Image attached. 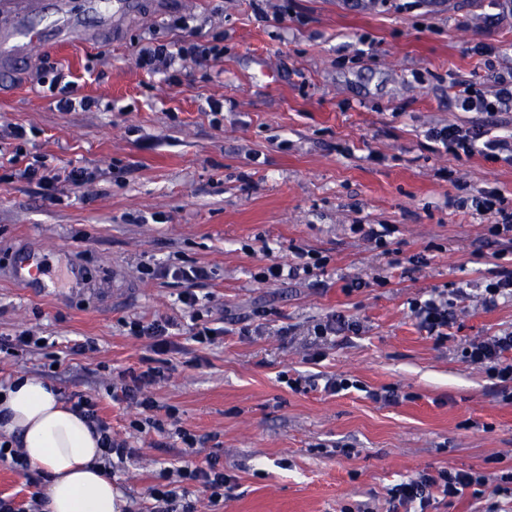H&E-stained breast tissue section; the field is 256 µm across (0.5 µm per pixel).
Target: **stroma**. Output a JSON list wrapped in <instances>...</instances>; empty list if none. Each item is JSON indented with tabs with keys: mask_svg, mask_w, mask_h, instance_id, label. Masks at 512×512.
Here are the masks:
<instances>
[{
	"mask_svg": "<svg viewBox=\"0 0 512 512\" xmlns=\"http://www.w3.org/2000/svg\"><path fill=\"white\" fill-rule=\"evenodd\" d=\"M65 2L79 26L46 9L31 19L42 47L0 62V144L9 127L38 129L28 152L96 177L62 204L33 182L0 184V335L30 329L98 350L60 352L54 373L48 351L0 353V379L35 376L65 400L95 395L114 436L138 451L112 476L128 498H143L183 451L167 434L129 429L137 409L107 394L117 372L158 359L165 377L152 394L232 478L222 512H391L388 487L422 472L512 468V404L462 357L469 342L512 331V299L488 308L480 298L512 253L455 204L485 185L512 201V163L458 160L426 136L449 123L512 129L511 104L465 112L452 91L490 98L512 73V0H131L115 23L88 0ZM178 17L193 26L174 27ZM150 35L222 38L224 60L187 62L168 82L136 65ZM58 69L98 107L60 111L40 84ZM210 98L224 103L217 127ZM355 224L391 225L392 247L425 266L390 274ZM295 246L327 257L317 279H253L260 259L293 262ZM24 256L58 272L77 265L84 280L16 279ZM185 261L210 278L190 287L140 273ZM378 275L389 283L373 284ZM348 277L366 288L344 292ZM189 287L224 330L213 345L182 334L161 355L128 334L129 318L181 317ZM435 289L454 313L443 343L409 309ZM334 314L360 333L314 341L309 329ZM300 374L308 391L285 382ZM339 376L360 389L326 392ZM384 387L398 403L368 398ZM428 512H512V491L492 501L467 488Z\"/></svg>",
	"mask_w": 512,
	"mask_h": 512,
	"instance_id": "obj_1",
	"label": "stroma"
}]
</instances>
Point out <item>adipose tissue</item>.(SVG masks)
Wrapping results in <instances>:
<instances>
[{
  "instance_id": "1",
  "label": "adipose tissue",
  "mask_w": 512,
  "mask_h": 512,
  "mask_svg": "<svg viewBox=\"0 0 512 512\" xmlns=\"http://www.w3.org/2000/svg\"><path fill=\"white\" fill-rule=\"evenodd\" d=\"M0 432L45 475L48 512H120L124 506L100 464L96 437L50 383L25 375L0 389Z\"/></svg>"
}]
</instances>
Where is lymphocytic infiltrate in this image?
I'll list each match as a JSON object with an SVG mask.
<instances>
[{"label":"lymphocytic infiltrate","instance_id":"obj_1","mask_svg":"<svg viewBox=\"0 0 512 512\" xmlns=\"http://www.w3.org/2000/svg\"><path fill=\"white\" fill-rule=\"evenodd\" d=\"M223 57L224 48L216 43L191 42L174 48L151 39L141 45L137 63L147 73L161 74L166 80L172 81L187 61L202 59L217 62ZM11 136L17 144L8 161H0V183L19 179L37 181L46 189L48 199L55 202L59 199L58 186L66 185L76 190L92 180L93 174L87 168L69 163L51 166L46 156L24 151L22 144L29 139L24 127H14ZM429 137L458 160L477 153L493 159H512L511 132L492 137L487 131L452 123L430 129ZM473 203L476 211L488 220L490 235L497 238L503 250L512 251V203L496 187L479 190ZM353 230L380 248L383 255L388 256L390 268L401 270L402 274L417 271L424 264L423 257L405 256L390 248L388 225L357 224ZM294 254L297 261L289 266L275 260L259 265L253 275L254 280L265 283L279 280L285 274L292 277L301 273L309 276L313 271L323 269L327 263L326 257L300 248L295 249ZM410 311L420 329L428 336L438 340L447 338L452 319L442 292L436 291L428 298L413 300ZM462 355L467 362L483 368L488 377L494 380L498 395L504 402L512 404V332L471 342L463 348ZM159 376V369L152 366L140 371L129 369L119 372L120 383L112 388L113 402L125 403L140 410V418L129 423L133 431L141 432L148 427L159 431L166 429L185 447H195L199 439L181 426L176 408L161 407L150 394L149 389ZM72 409L96 429L105 471L124 466L133 457V449L113 437L112 425L101 416L96 397L78 395ZM159 476L160 484L147 490V505L135 506L133 512H198L195 501L189 498L188 487L192 484L205 493L208 506L215 507L223 503L224 489L229 481L223 465L215 456L202 465L186 459L181 465L165 466L161 468ZM506 483H512V471L502 474L499 483L495 484L478 472L442 469L397 483L388 488L387 494L392 512H427L435 498H453L468 487L473 488L476 496L495 497L501 494L502 486Z\"/></svg>","mask_w":512,"mask_h":512}]
</instances>
